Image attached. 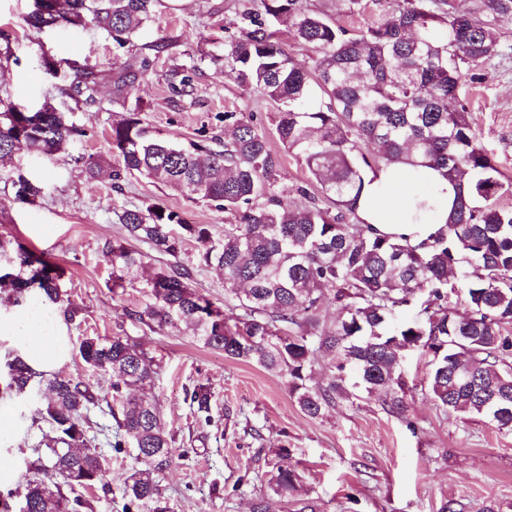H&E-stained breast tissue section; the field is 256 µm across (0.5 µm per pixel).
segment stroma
<instances>
[{
  "instance_id": "stroma-1",
  "label": "stroma",
  "mask_w": 512,
  "mask_h": 512,
  "mask_svg": "<svg viewBox=\"0 0 512 512\" xmlns=\"http://www.w3.org/2000/svg\"><path fill=\"white\" fill-rule=\"evenodd\" d=\"M29 4L0 0V33L9 36L20 59L0 76V98L28 109L57 98L55 81L41 64L43 53L88 62L105 74L117 57L139 68L141 45L167 36L171 47L152 57L135 90L148 123L180 143L225 140L230 136L225 113H253L277 161L282 202L296 200L298 187L309 184L305 165L276 135V104L243 90L216 59L225 37L236 34L241 13L260 9V0H160L134 48L120 52L92 29L30 31L24 23ZM177 65L195 70L191 91L182 95L169 83ZM461 98L479 143L512 183V54L465 71ZM116 117L110 86L100 83L95 103L72 116L83 135L68 154L0 161V234L65 268L63 286L80 309L77 322L67 327L72 345L86 336L127 335L159 360L152 392L162 424L175 449L191 451L190 457H174L160 477L169 512H253L262 497L272 512H287L269 488L272 452L283 445L291 449L317 512H438L447 499L465 503L468 512L490 503L512 512V432L437 410L420 389L428 372L420 353H410L404 363L408 381L416 385L405 416L387 413L377 397L363 394L312 419L290 396L285 377L203 347L189 330L152 331L131 322L127 310L142 306L145 298L135 288L113 292L112 267L103 253L106 243L126 236L117 217L121 209L156 200L186 223L209 225L217 237L236 218L141 176L123 180L118 192L111 180L91 177L84 159L111 161L109 133ZM20 173L43 188L34 202L15 198L12 181ZM198 381L212 391L208 426L196 422L185 402L187 389ZM44 390L37 384L18 397L0 391V415L13 423L0 436V457L15 471L24 470L42 437ZM101 460L109 487L94 492V512H122L132 456L105 447Z\"/></svg>"
}]
</instances>
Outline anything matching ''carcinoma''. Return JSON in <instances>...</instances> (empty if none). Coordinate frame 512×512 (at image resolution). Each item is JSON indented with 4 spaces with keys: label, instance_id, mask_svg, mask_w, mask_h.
Listing matches in <instances>:
<instances>
[{
    "label": "carcinoma",
    "instance_id": "carcinoma-1",
    "mask_svg": "<svg viewBox=\"0 0 512 512\" xmlns=\"http://www.w3.org/2000/svg\"><path fill=\"white\" fill-rule=\"evenodd\" d=\"M156 0H31L27 27L92 28L116 50L131 44L154 18ZM336 16L308 0H261L263 11L243 14L238 35L224 39L227 74L245 91L278 106L280 142L296 152L321 196L302 187L303 202L281 206L277 163L265 134L244 112H226L232 139L223 149L205 140L187 145L154 130L134 90L150 66L112 69V103L121 108L110 145L119 165L113 184L142 175L190 200L235 213L214 239L201 224H187L160 204L144 202L119 215L126 239L108 245L112 287L139 285L147 302L127 316L152 330L183 325L204 346L250 361L288 378L301 410L317 419L361 389L382 399L386 411H407L402 364L406 353L428 357L425 387L443 412L486 419L512 431V206L494 200L512 190L492 155L478 143L460 103L463 69L502 54L496 37L512 21V0H375L380 18L352 25L366 0H334ZM323 55L311 67L280 37ZM46 73L75 107L96 101L100 75L87 63L42 54ZM50 101L25 110L0 100V158L66 152L82 131ZM396 163L446 170L466 180L448 222L418 245L352 224L365 176ZM15 197L33 201L42 188L18 175ZM199 246L197 266L224 274V305L194 286L179 257L186 238ZM150 252L173 258L140 279ZM64 268L42 253L0 234V300L24 307L45 296L67 322L79 314L62 288ZM463 290V315L448 306ZM336 305V319L323 315ZM88 368L108 382L114 430L107 444L117 454L135 450L124 482L125 512H168L159 476L171 464L174 438L161 425L152 396L158 362L129 336H86L78 347ZM330 357L327 382L317 383L318 355ZM5 390L25 394L33 375L17 356L5 364ZM42 419L45 456L28 462L23 488L0 490L3 512H93L85 492L108 484L100 462L91 409L98 394L84 382L55 374L47 383ZM185 400L196 420L211 422L212 395L199 382ZM273 492L297 498L299 512H315L299 497V474L288 447L276 450Z\"/></svg>",
    "mask_w": 512,
    "mask_h": 512
}]
</instances>
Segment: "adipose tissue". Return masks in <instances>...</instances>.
<instances>
[{"label": "adipose tissue", "mask_w": 512, "mask_h": 512, "mask_svg": "<svg viewBox=\"0 0 512 512\" xmlns=\"http://www.w3.org/2000/svg\"><path fill=\"white\" fill-rule=\"evenodd\" d=\"M425 187L433 194V208L420 221H411L406 199L415 188ZM456 189L433 168L414 169L394 165L368 174L357 201L360 219L378 233L407 236L411 241L427 239L448 220ZM40 320H32L20 309L0 310V335L9 339L13 350L34 374H47L69 358L70 340L56 308L41 304Z\"/></svg>", "instance_id": "obj_1"}]
</instances>
